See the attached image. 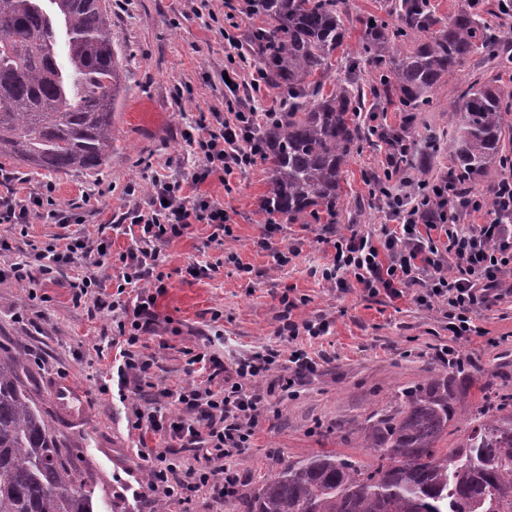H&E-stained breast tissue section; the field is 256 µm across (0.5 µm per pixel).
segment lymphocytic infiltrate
I'll return each instance as SVG.
<instances>
[{
  "label": "lymphocytic infiltrate",
  "instance_id": "1",
  "mask_svg": "<svg viewBox=\"0 0 512 512\" xmlns=\"http://www.w3.org/2000/svg\"><path fill=\"white\" fill-rule=\"evenodd\" d=\"M260 118L253 108L228 116L220 112L199 116L184 134L199 159L189 183H203L216 173L227 178L254 165ZM184 186L154 178L145 203L126 213L138 229V244L120 254L119 261L122 280L135 288L136 295L109 304L124 313L112 339L118 350L116 376L121 390L131 384L141 393L153 386L154 361L138 344L159 322L156 301L166 290L158 262L160 245L194 224L209 225V239L216 243L232 234L223 204L190 196ZM419 188L412 179L382 187L395 226H382L377 237L354 230L334 241L333 257L322 267L321 277L336 290L356 287L369 296L383 293L397 298L412 290L418 306L439 307L453 342L465 340L474 329L473 313L502 298V277L512 273V156L506 157L490 190L462 187L450 178L433 184L430 196L422 199ZM474 213L484 214L485 223H467V216ZM36 216L75 225L82 221L81 214L61 210L48 192L26 201L0 198V224L13 225L20 235H27ZM104 244V239L81 231L61 242L29 241L24 259L9 269L0 268V280H25L33 264L43 276H52L75 257L101 255ZM281 303L279 336L293 341L328 333L325 318L295 319L297 301L285 296ZM188 363L206 374L208 387L181 385L170 391L166 406L148 400L135 409L131 423L143 441L137 453L148 463V491L184 508L191 493L203 487L221 497L234 492L238 475L231 463L250 448L264 411V400L251 392V383L271 377V390L288 396L321 370L320 362L300 347L286 356L268 347L239 357L229 368L208 351L193 349ZM149 436L158 438L160 447L145 446Z\"/></svg>",
  "mask_w": 512,
  "mask_h": 512
}]
</instances>
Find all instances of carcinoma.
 <instances>
[{"instance_id": "cac0c4a2", "label": "carcinoma", "mask_w": 512, "mask_h": 512, "mask_svg": "<svg viewBox=\"0 0 512 512\" xmlns=\"http://www.w3.org/2000/svg\"><path fill=\"white\" fill-rule=\"evenodd\" d=\"M340 0H249L261 18L248 38L266 84L288 108L259 132L269 172L262 209L271 223L335 224L347 160L362 149L363 89L351 78L322 95L329 57L346 28ZM400 25L369 16L350 57L377 70L373 93L401 111L423 112L433 89L464 60L485 52L509 65L497 35L462 10L440 21L429 0H396ZM409 42L404 52L389 46ZM122 91L107 0H0V159L48 173L91 172L112 153V109ZM458 173L486 176L512 137V96L473 81L455 115ZM399 169L436 149L411 148L384 129ZM462 397L434 379L364 430L371 461L321 449L262 476L247 512H498L512 503V410L483 397L454 452H442ZM95 490L59 454L52 430L14 366L0 362V512H94Z\"/></svg>"}]
</instances>
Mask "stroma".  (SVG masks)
Wrapping results in <instances>:
<instances>
[{
    "label": "stroma",
    "mask_w": 512,
    "mask_h": 512,
    "mask_svg": "<svg viewBox=\"0 0 512 512\" xmlns=\"http://www.w3.org/2000/svg\"><path fill=\"white\" fill-rule=\"evenodd\" d=\"M238 10L242 55L228 61L219 23L196 15L190 0H109L112 10V46L117 54L123 91L112 123L116 139L112 154L99 170L88 173L47 175L0 160V171L22 179L26 191L55 186L61 207L80 204L85 229L97 233L110 223H120L126 209L129 186H149L154 176L182 180L193 173L197 158L187 150L182 131L199 113L223 112L231 99L251 103L258 111H280L278 90L262 87L258 96L247 90L231 94L219 79L231 65L248 71L259 63L246 33L251 21L244 0H233ZM391 0H342L348 34L332 55L325 91L335 90L344 79L348 55L361 35L355 19L373 13L390 27L399 18L390 10ZM359 83L366 89L360 116L364 128L404 127L406 115L397 103L374 98L369 89L375 70L361 63ZM480 80L512 91V74L495 66L483 54H475L459 67L454 78L443 81L431 94L424 125L414 126L411 139L422 143L428 129L445 131L454 125L457 91ZM390 146L369 138L362 151L349 158L341 181L343 211L337 233L354 227L380 233L388 222V209L375 195L370 181L387 166ZM268 173L263 163L222 182L210 176L196 195L223 203L228 212L232 239L224 245L210 243L211 229L194 224L184 235L161 247L162 271L167 274L165 293L158 296L160 324L146 336L143 352L155 356L157 388L173 389L203 376H190L185 349L209 346L223 365L234 357L278 344L276 331L282 311L280 298L305 299L301 317L321 315L331 323L329 335L306 341V348L329 358L322 372L292 397L274 400L256 434L252 448L233 461L240 476L233 496L221 498L207 490L194 497V512H244L245 497L260 477L279 463L298 460L320 449H333L354 459H364L362 430L389 409L393 396L429 380L453 378L469 401H477L480 385H489L502 399L512 398V295L474 312L479 334L452 343L438 309L416 305L410 296L392 298L362 296L358 289L331 288L311 272L331 252L319 240L317 224H281L272 240L274 247H294L298 254L287 266L274 267L269 251L259 247L267 214L261 198ZM252 265V279L237 276L232 264L223 263L225 252ZM217 263V270L195 278L190 264ZM28 285L0 280V362H15L18 375L42 410L56 437L83 481L116 505L114 512H155L157 497H134L145 487L147 467L136 455L133 417L135 397L120 400L116 391H105L110 379L109 360L97 350L111 341L112 315L98 310L93 300L74 302L66 277L38 285L30 297ZM454 344L458 363L437 357L439 348ZM69 379L89 395L81 426L65 422L51 398L46 382Z\"/></svg>",
    "instance_id": "obj_1"
}]
</instances>
